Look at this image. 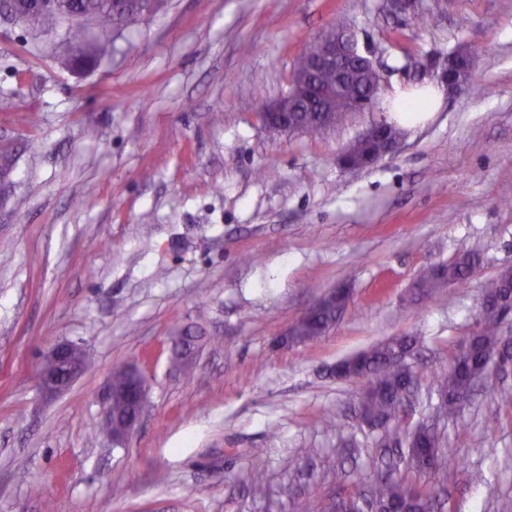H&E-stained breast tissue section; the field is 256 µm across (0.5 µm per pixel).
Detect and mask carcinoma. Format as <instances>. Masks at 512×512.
Masks as SVG:
<instances>
[{
	"mask_svg": "<svg viewBox=\"0 0 512 512\" xmlns=\"http://www.w3.org/2000/svg\"><path fill=\"white\" fill-rule=\"evenodd\" d=\"M154 0H60L57 6L45 10L34 18L20 17L17 22L39 34L44 30L57 32L59 41L36 44L41 53H61L65 60L80 65H91L112 57L116 39L124 31L136 27L153 14ZM378 81L377 75L368 68L355 67L345 95L357 106L372 102L370 92ZM294 126L288 132L317 135L325 130L318 112L293 113ZM388 137L377 130L367 138H357L346 148L352 158L384 156L387 138L397 139L401 132L394 125L385 123ZM477 253L467 252L457 259L439 264L424 272L418 287L432 297L447 286L466 281L474 271ZM348 299L344 295H326L296 321L294 335L287 337L291 344H305L323 336L336 322ZM506 319L499 311L488 308L480 312V330L461 351L455 355L448 369L436 376V393L439 399V418L445 420L457 416L462 400L471 389V375L491 366L498 358L505 338ZM416 338L403 337L399 343H379L367 351L348 358L347 378L366 380L367 387L359 402V413L368 417L372 426L382 431L381 445L387 446L394 439L405 436L410 444L407 458L410 466L429 476L425 485H417L395 474L391 468L374 470L369 495L359 490L342 492L336 499L308 508V512H360L368 501L378 512L407 508L411 512H425L434 507L437 490L448 480V469L454 458L444 434L438 430L423 429L419 436L404 434V392L417 382L412 367L401 361L396 350L412 348ZM195 337L185 332L175 347L173 357L181 366L189 365L195 352ZM130 365L123 364L112 373V408L105 418L104 432L110 436L130 411L127 392L132 381Z\"/></svg>",
	"mask_w": 512,
	"mask_h": 512,
	"instance_id": "carcinoma-1",
	"label": "carcinoma"
}]
</instances>
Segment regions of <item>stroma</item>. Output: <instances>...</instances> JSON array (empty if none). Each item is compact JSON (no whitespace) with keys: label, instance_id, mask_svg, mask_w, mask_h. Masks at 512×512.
<instances>
[{"label":"stroma","instance_id":"35a3bbf8","mask_svg":"<svg viewBox=\"0 0 512 512\" xmlns=\"http://www.w3.org/2000/svg\"><path fill=\"white\" fill-rule=\"evenodd\" d=\"M339 20L382 76L375 103L316 137L270 131L264 106ZM462 46L476 78L397 151L344 170L346 145L390 119L394 87L440 84ZM117 47L73 69L0 22V512H302L368 487L380 435L359 418L365 381L336 363L419 337L413 419L432 422L434 373L512 267V0L404 14L386 0H164ZM466 251L475 276L418 295L423 270ZM342 286L327 336L281 344ZM188 327L205 340L178 370L169 347ZM64 341L89 366L47 398L38 369ZM122 361L149 394L117 449L101 393ZM444 432L458 461L444 512H512V374L478 382Z\"/></svg>","mask_w":512,"mask_h":512}]
</instances>
